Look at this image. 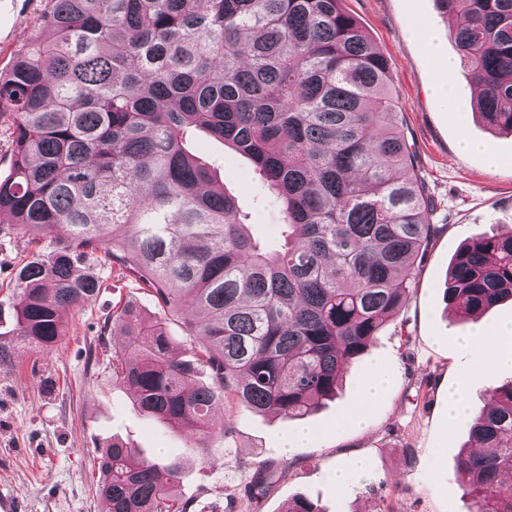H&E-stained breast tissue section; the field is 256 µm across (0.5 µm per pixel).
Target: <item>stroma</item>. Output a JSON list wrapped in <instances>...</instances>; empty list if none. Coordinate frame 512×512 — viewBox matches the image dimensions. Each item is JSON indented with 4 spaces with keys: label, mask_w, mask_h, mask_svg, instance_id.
Here are the masks:
<instances>
[{
    "label": "stroma",
    "mask_w": 512,
    "mask_h": 512,
    "mask_svg": "<svg viewBox=\"0 0 512 512\" xmlns=\"http://www.w3.org/2000/svg\"><path fill=\"white\" fill-rule=\"evenodd\" d=\"M343 6L389 61L418 172L436 204L429 219L443 227L413 274L400 316L347 370L335 398L308 416L262 415L233 400L217 404L211 418L225 433L209 439L201 458L190 451L195 431L138 413L127 387L112 375V351L123 342L112 328L114 306L130 303L145 317L164 319L175 354L187 357L179 318H164L144 285L88 259L102 286L67 311L63 342L48 352L17 346L12 369L0 372V497L12 499L14 512H107L96 490L99 449L114 440L151 460L179 461L175 493L194 500L196 512H224L231 498L235 512H285L298 497L320 512H471L473 502L455 478L469 434L464 422L448 417V389L463 369H474L470 399L477 411L494 388L512 380V369L490 368L478 349L462 345L473 327L453 317L443 291L450 262L467 241L512 228V135L490 130L476 116L473 88L437 0H344ZM49 7V0H0L1 75L30 46ZM433 41L454 60L453 71L431 54ZM442 82L453 91L446 106L435 93ZM465 138L487 145L500 164L492 168L483 154L461 151ZM193 150L217 185L251 212L258 230L276 240L278 223L251 163L203 132ZM54 245L51 238L33 240L0 215L1 337L11 338L16 327L18 266ZM376 361L386 368L387 385L365 404L360 385ZM359 405L363 430L345 422ZM302 429L311 431L310 440H294ZM285 436L293 442L287 453H277ZM408 448L416 457L412 467L404 456ZM260 467L274 478L253 501L248 485ZM339 467L351 472L344 489L332 481Z\"/></svg>",
    "instance_id": "35a3bbf8"
}]
</instances>
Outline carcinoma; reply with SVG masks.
Segmentation results:
<instances>
[{"instance_id": "obj_1", "label": "carcinoma", "mask_w": 512, "mask_h": 512, "mask_svg": "<svg viewBox=\"0 0 512 512\" xmlns=\"http://www.w3.org/2000/svg\"><path fill=\"white\" fill-rule=\"evenodd\" d=\"M490 128L512 134V0H438ZM29 49L0 78L12 173L0 213L50 252L22 263L16 339L66 336L63 314L102 286L96 253L151 289L164 316L185 307L188 359L163 322L129 304L112 375L134 407L203 438L214 404L305 416L395 320L441 227L397 120L388 60L341 0H50ZM201 130L248 158L276 206L277 243L188 150ZM462 316L512 299V232L478 237L448 268ZM207 371L210 381L198 382ZM457 472L473 512H512V381L468 422ZM98 493L110 512H195L174 498L180 465L114 442ZM272 475L256 470L250 500Z\"/></svg>"}]
</instances>
